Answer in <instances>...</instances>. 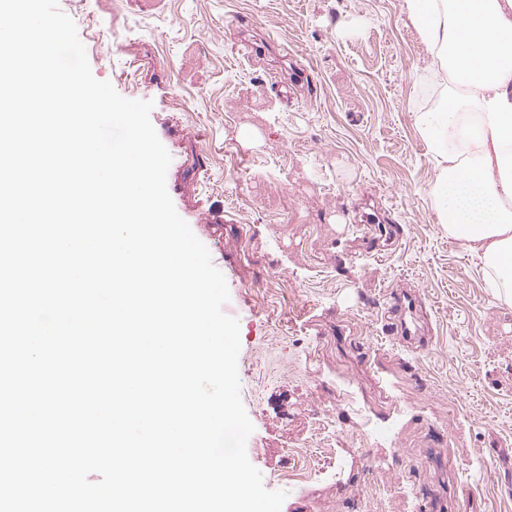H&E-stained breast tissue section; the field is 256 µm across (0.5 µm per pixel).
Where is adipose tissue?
Returning <instances> with one entry per match:
<instances>
[{
	"instance_id": "ef3b65f1",
	"label": "adipose tissue",
	"mask_w": 512,
	"mask_h": 512,
	"mask_svg": "<svg viewBox=\"0 0 512 512\" xmlns=\"http://www.w3.org/2000/svg\"><path fill=\"white\" fill-rule=\"evenodd\" d=\"M450 84L417 116L436 177L434 209L474 256L497 300L512 302V0H403Z\"/></svg>"
}]
</instances>
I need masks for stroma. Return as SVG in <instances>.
Listing matches in <instances>:
<instances>
[{
    "mask_svg": "<svg viewBox=\"0 0 512 512\" xmlns=\"http://www.w3.org/2000/svg\"><path fill=\"white\" fill-rule=\"evenodd\" d=\"M59 6L93 76L153 103L281 512H512V304L437 220L416 117L442 85L402 0ZM395 288L420 344L385 331Z\"/></svg>",
    "mask_w": 512,
    "mask_h": 512,
    "instance_id": "35a3bbf8",
    "label": "stroma"
}]
</instances>
